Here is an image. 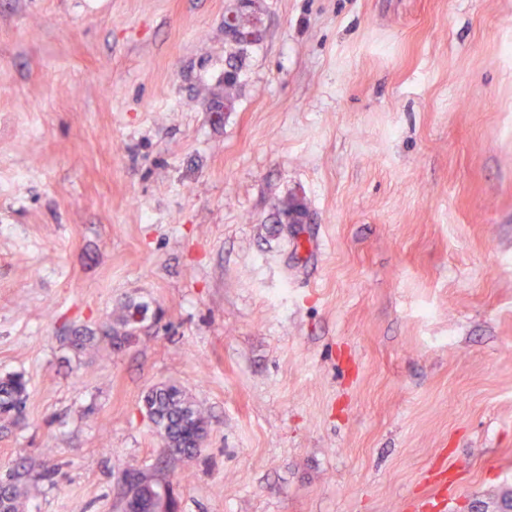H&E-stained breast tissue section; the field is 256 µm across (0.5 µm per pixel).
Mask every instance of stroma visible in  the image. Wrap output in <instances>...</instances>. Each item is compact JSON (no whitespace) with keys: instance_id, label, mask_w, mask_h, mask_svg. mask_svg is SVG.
Listing matches in <instances>:
<instances>
[{"instance_id":"1","label":"stroma","mask_w":512,"mask_h":512,"mask_svg":"<svg viewBox=\"0 0 512 512\" xmlns=\"http://www.w3.org/2000/svg\"><path fill=\"white\" fill-rule=\"evenodd\" d=\"M235 4L0 0V480L29 512H118L128 468L177 512H503L512 0H262L228 112ZM124 304L128 345L72 348ZM167 382L208 411L191 461ZM27 384L21 375L0 379V415L21 418L24 410ZM144 404L167 455L191 460L201 453L209 416L185 390L174 384L156 386L147 394Z\"/></svg>"}]
</instances>
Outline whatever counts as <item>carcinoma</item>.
<instances>
[{
	"mask_svg": "<svg viewBox=\"0 0 512 512\" xmlns=\"http://www.w3.org/2000/svg\"><path fill=\"white\" fill-rule=\"evenodd\" d=\"M237 99V73H224V110L234 108ZM304 210V204L290 198L278 208L279 222ZM138 309L123 305L115 318V327L102 340L114 350H119L132 339V329L137 323ZM26 380L20 375L0 379V415L21 418L24 410ZM146 413L156 425L165 452L173 459L191 460L202 451L207 436L209 416L206 410L185 390L174 384L154 387L144 400ZM28 491L13 476L0 483V512H26ZM174 507L165 486L148 470L124 472L123 492L119 502L121 512H166Z\"/></svg>",
	"mask_w": 512,
	"mask_h": 512,
	"instance_id": "obj_1",
	"label": "carcinoma"
}]
</instances>
